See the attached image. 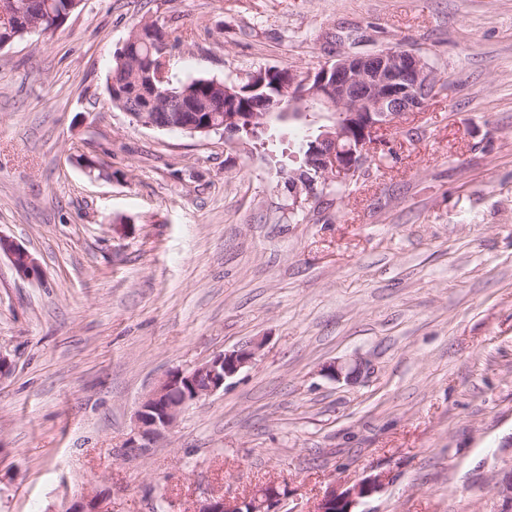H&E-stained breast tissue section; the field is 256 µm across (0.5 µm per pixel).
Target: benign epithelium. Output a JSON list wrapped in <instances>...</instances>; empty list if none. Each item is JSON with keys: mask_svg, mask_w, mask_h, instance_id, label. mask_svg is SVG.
<instances>
[{"mask_svg": "<svg viewBox=\"0 0 512 512\" xmlns=\"http://www.w3.org/2000/svg\"><path fill=\"white\" fill-rule=\"evenodd\" d=\"M12 19L25 30H40L39 20L25 11L0 10V28ZM440 79L418 51L408 46L387 48L372 53L340 49L331 63L307 70L305 84L310 89L294 93L296 71L288 70V80L279 83V96H288L290 105L302 112L325 107L335 112L333 125L322 128L314 144L309 172H294L287 182L288 211L304 210L319 201L333 182L359 178L371 162L375 150L386 144L383 133L398 127L403 117L421 109L436 95ZM256 121V112H231L224 124L207 125L206 131L224 135L230 144L237 142V124L243 116ZM5 256L15 273L27 281H39L42 268L33 253L0 233V256ZM262 342L253 341L225 351L188 370H174L159 381L144 397L136 415V435L126 444L137 452L170 432L181 413L189 406L224 389L226 381L253 364ZM360 361L333 362L324 367L331 378L354 379L361 373ZM384 476L373 475L341 492L330 490L318 503L317 512H353L359 500L380 491ZM502 508L512 512V471L498 482ZM285 494L273 485L237 499L215 496L200 504L196 512H282Z\"/></svg>", "mask_w": 512, "mask_h": 512, "instance_id": "obj_1", "label": "benign epithelium"}]
</instances>
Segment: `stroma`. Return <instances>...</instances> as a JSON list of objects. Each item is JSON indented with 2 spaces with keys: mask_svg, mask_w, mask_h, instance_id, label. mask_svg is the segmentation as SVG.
<instances>
[{
  "mask_svg": "<svg viewBox=\"0 0 512 512\" xmlns=\"http://www.w3.org/2000/svg\"><path fill=\"white\" fill-rule=\"evenodd\" d=\"M176 25L174 80L410 43L443 80L311 220L256 151L133 124L114 55ZM95 163L88 170L79 157ZM0 512H195L273 484L290 512L381 474L357 512H498L512 471V0H84L0 48ZM253 365L138 454L169 372ZM359 360L356 379L322 368ZM5 256L15 273L27 281H40L42 268L33 253L13 239L0 234V258Z\"/></svg>",
  "mask_w": 512,
  "mask_h": 512,
  "instance_id": "1",
  "label": "stroma"
}]
</instances>
